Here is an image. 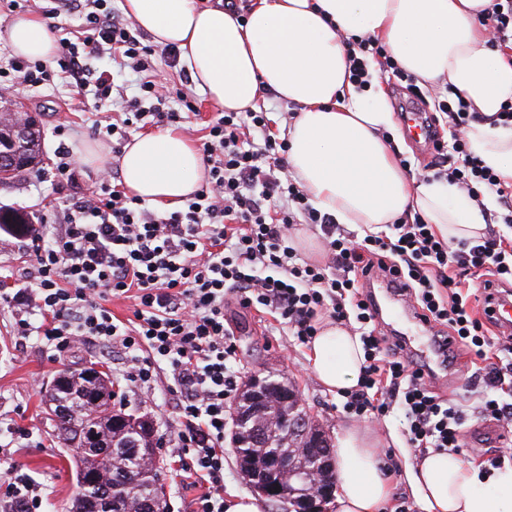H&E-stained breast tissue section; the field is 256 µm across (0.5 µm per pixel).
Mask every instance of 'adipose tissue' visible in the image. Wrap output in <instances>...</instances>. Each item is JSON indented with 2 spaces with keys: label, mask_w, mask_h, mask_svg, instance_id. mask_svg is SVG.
I'll list each match as a JSON object with an SVG mask.
<instances>
[{
  "label": "adipose tissue",
  "mask_w": 512,
  "mask_h": 512,
  "mask_svg": "<svg viewBox=\"0 0 512 512\" xmlns=\"http://www.w3.org/2000/svg\"><path fill=\"white\" fill-rule=\"evenodd\" d=\"M490 0H254L246 20L202 0H125L154 45L174 46L208 101L227 112L256 109L262 93L298 105L288 127L291 171L317 206L341 224L377 232L421 216L445 240L473 239L485 228L476 202L447 181L413 183L380 132L394 125L380 81L363 90L348 79L344 35L377 39L420 84L447 82L483 122L466 131L472 155L512 182V127L495 124L512 103V53L490 42L482 24ZM15 55L48 59L56 43L46 24L20 16L9 24ZM126 191L173 205L204 175L201 153L174 127L135 136L120 158ZM307 359L323 387L358 384L363 351L346 328L329 324ZM336 512H380L390 482L377 446L349 428L336 441ZM423 512H512V465L481 471L454 453L428 451L406 469Z\"/></svg>",
  "instance_id": "1"
}]
</instances>
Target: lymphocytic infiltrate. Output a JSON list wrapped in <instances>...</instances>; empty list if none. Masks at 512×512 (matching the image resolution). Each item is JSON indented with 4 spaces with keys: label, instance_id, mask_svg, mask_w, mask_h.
I'll list each match as a JSON object with an SVG mask.
<instances>
[{
    "label": "lymphocytic infiltrate",
    "instance_id": "lymphocytic-infiltrate-1",
    "mask_svg": "<svg viewBox=\"0 0 512 512\" xmlns=\"http://www.w3.org/2000/svg\"><path fill=\"white\" fill-rule=\"evenodd\" d=\"M81 12L77 38L58 28L54 61L10 59L14 73L0 82V95L36 88L61 78L76 93L90 90L98 107L121 104L115 122L97 126L111 137L112 154L139 129L181 123L187 95L172 97L159 83L134 23L108 0H60ZM354 48L349 79L358 87L373 78L418 95L413 77L366 36L347 35ZM111 57L118 70L138 76L128 95L115 71H93L91 63ZM380 69L370 71L368 59ZM432 126H446L432 159L418 172L422 181L445 179L476 203L491 198L502 211L498 223L512 224V183L472 156L464 135L482 115L468 111L455 93L438 99ZM202 144L205 181L183 207L158 210L116 184L107 172L91 190L59 196L58 224L30 225L25 247L33 262L23 278L0 289V306L14 320L12 333L35 337L52 354L94 341L120 352L123 380L152 387L165 376L176 404L171 434L183 480L197 488L191 512H224V437L230 403L241 389L236 346L224 325V299L270 315L296 343L308 344L325 322L359 336L364 363L358 386L343 405L356 419L398 409L403 435L415 453L460 452L462 430L475 416L512 429V336L495 344L470 304L472 286L512 284V238L489 232L475 241L448 242L421 218L397 219L385 233L357 236L332 214L313 206L288 166V140L271 130L266 110L218 112L208 121ZM319 226L323 256L311 261L295 246L293 228ZM403 281L405 297L423 317L444 325L456 347L483 362L484 388L474 403L445 400L428 373L386 337L377 335L372 303L363 291L368 271ZM134 302L133 319L122 322L109 306ZM45 495L10 450L0 448V505L7 512H41Z\"/></svg>",
    "mask_w": 512,
    "mask_h": 512
}]
</instances>
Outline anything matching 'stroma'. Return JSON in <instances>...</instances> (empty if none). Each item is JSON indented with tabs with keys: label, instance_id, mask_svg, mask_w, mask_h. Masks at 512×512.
Segmentation results:
<instances>
[{
	"label": "stroma",
	"instance_id": "35a3bbf8",
	"mask_svg": "<svg viewBox=\"0 0 512 512\" xmlns=\"http://www.w3.org/2000/svg\"><path fill=\"white\" fill-rule=\"evenodd\" d=\"M142 43L151 49L157 79L172 90L187 93L195 101L198 114L191 119L189 139L193 145H200L203 129L215 113V106L204 99L179 69L169 67L163 49L153 46L150 37H143ZM11 104L24 107L39 122L44 132L45 172L53 170L59 142H66L75 152L93 143L107 149L112 146L110 139L94 132L96 121L106 119V112L96 110L95 100L90 95L86 96L83 106H75L74 93L65 80L23 92L21 98L12 99ZM60 127L67 130L62 139L56 135ZM54 196L50 183L41 181L36 173L28 172L12 183L0 185V209L33 213L51 224L60 219L59 212L50 205ZM12 322L10 312L0 309V446L14 451L16 461L37 483L46 487L47 512H70L78 492L72 462L74 451L61 447L53 435V426L43 404L42 386L65 366L89 360L99 363L115 376L118 356L97 345L52 358L32 339L19 352L10 334ZM224 324L233 335L242 375L260 371L291 381L300 392L308 414L330 435H337L343 427L356 424L377 436L380 460L390 471L391 494L387 512H395L401 504L407 512H422L404 478V469L413 457L402 452L405 441L398 412H391L378 421H355L340 413L338 407L344 401L343 395L328 392L320 384L309 367L306 346L294 343L292 337L273 328L269 315L252 307H243L231 297L224 303ZM433 369V386L439 396L455 401L469 398L468 378L475 367L468 354L455 355L446 365L434 363ZM113 389L122 395L125 412L150 416L155 424V436L168 435L174 410L164 383H157L154 389L146 392L115 376ZM17 425L27 427L31 439L22 440L11 434V427Z\"/></svg>",
	"mask_w": 512,
	"mask_h": 512
}]
</instances>
